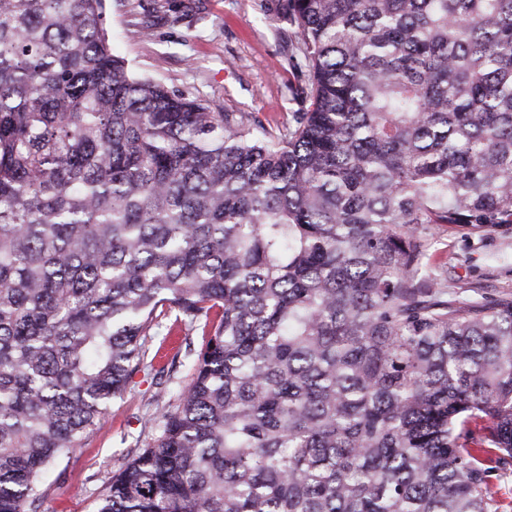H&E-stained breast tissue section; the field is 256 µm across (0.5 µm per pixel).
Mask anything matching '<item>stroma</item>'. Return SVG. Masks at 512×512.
Returning <instances> with one entry per match:
<instances>
[{
	"mask_svg": "<svg viewBox=\"0 0 512 512\" xmlns=\"http://www.w3.org/2000/svg\"><path fill=\"white\" fill-rule=\"evenodd\" d=\"M105 28L132 75L216 111L276 131L302 108L294 91L309 73L290 65L297 39L278 0H106ZM428 273L473 301L512 296V225L433 229ZM187 374L179 369L163 389L136 376L81 447L49 466L38 512H95L113 474L155 439L152 419L174 404Z\"/></svg>",
	"mask_w": 512,
	"mask_h": 512,
	"instance_id": "obj_1",
	"label": "stroma"
}]
</instances>
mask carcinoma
<instances>
[{
    "mask_svg": "<svg viewBox=\"0 0 512 512\" xmlns=\"http://www.w3.org/2000/svg\"><path fill=\"white\" fill-rule=\"evenodd\" d=\"M274 133L128 73L104 0H0V512L204 337L97 512H497L512 299L425 276L512 224V0H281Z\"/></svg>",
    "mask_w": 512,
    "mask_h": 512,
    "instance_id": "carcinoma-1",
    "label": "carcinoma"
}]
</instances>
